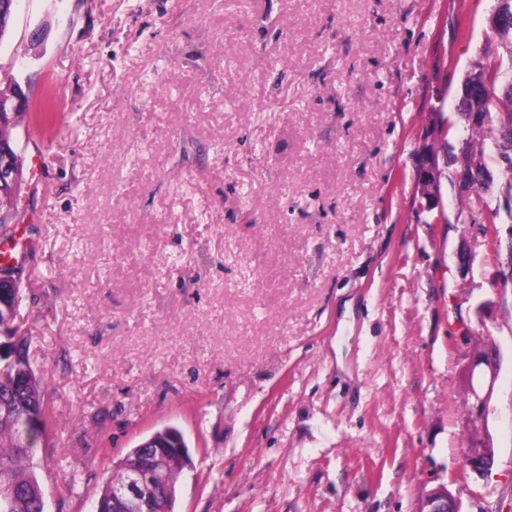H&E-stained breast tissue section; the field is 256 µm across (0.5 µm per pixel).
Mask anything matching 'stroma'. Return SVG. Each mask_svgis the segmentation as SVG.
<instances>
[{"mask_svg":"<svg viewBox=\"0 0 512 512\" xmlns=\"http://www.w3.org/2000/svg\"><path fill=\"white\" fill-rule=\"evenodd\" d=\"M495 0H16L19 319L46 374L45 512L182 430L176 512H512V196L422 211L430 129L504 56ZM55 98L52 124L37 109ZM466 253L462 267L458 253ZM502 367L483 430L476 354ZM494 448L488 476L469 448ZM417 512H463L449 494L448 489L440 487L426 494Z\"/></svg>","mask_w":512,"mask_h":512,"instance_id":"1","label":"stroma"}]
</instances>
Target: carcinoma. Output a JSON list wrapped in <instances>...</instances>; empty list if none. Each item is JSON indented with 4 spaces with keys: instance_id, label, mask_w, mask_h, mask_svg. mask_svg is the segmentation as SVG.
<instances>
[{
    "instance_id": "carcinoma-1",
    "label": "carcinoma",
    "mask_w": 512,
    "mask_h": 512,
    "mask_svg": "<svg viewBox=\"0 0 512 512\" xmlns=\"http://www.w3.org/2000/svg\"><path fill=\"white\" fill-rule=\"evenodd\" d=\"M506 61L497 59L476 68L485 81L487 91L478 100L481 108L494 116L504 113L512 119V94L499 90ZM23 113L0 114V136L10 135L20 123ZM468 137L462 140L458 152L451 154L456 170L469 169L474 163H485L486 145L498 142V125L467 126ZM494 179L505 192L512 193V165L496 162ZM23 301L22 282L13 280L10 287L0 288V512H44L42 482L33 465V450L45 435L47 407L42 389V377L36 375L30 361V343L24 324L18 319L6 320L9 313L19 312ZM164 449L175 453L163 478L155 484L153 497L164 512H175L176 486L190 460L183 433L168 426L151 434ZM144 449L132 448L109 475L98 498L94 512H112V490L133 478Z\"/></svg>"
}]
</instances>
